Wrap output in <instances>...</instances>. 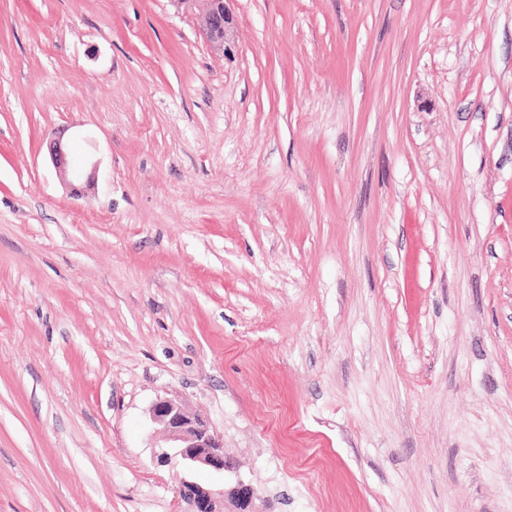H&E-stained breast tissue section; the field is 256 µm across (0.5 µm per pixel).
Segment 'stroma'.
<instances>
[{
	"mask_svg": "<svg viewBox=\"0 0 512 512\" xmlns=\"http://www.w3.org/2000/svg\"><path fill=\"white\" fill-rule=\"evenodd\" d=\"M228 7L0 0V512H512V0ZM226 1L229 0H205L208 5L206 36L219 49H224L228 32L235 23L233 14L226 7ZM155 432L167 441L169 451L162 459L179 462L189 477L181 480L178 494L186 500L189 512H260L255 501L259 496L250 484L237 482L230 490L204 486L192 479L198 470L222 474L231 467L224 456V440L199 414L188 412L174 398L159 397L149 409Z\"/></svg>",
	"mask_w": 512,
	"mask_h": 512,
	"instance_id": "35a3bbf8",
	"label": "stroma"
}]
</instances>
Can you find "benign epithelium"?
<instances>
[{
    "label": "benign epithelium",
    "instance_id": "1",
    "mask_svg": "<svg viewBox=\"0 0 512 512\" xmlns=\"http://www.w3.org/2000/svg\"><path fill=\"white\" fill-rule=\"evenodd\" d=\"M208 5L206 36L211 44L222 49L229 30L234 26L233 14L226 7V0H205ZM52 164L59 174L67 176L70 162L61 140L49 147ZM149 419L155 432L168 443L162 459L179 462L188 474L209 470L222 474L230 470L224 456V440L199 414L188 412L174 398L159 397L149 409ZM178 494L186 500L190 512H261L255 501L259 496L250 484L242 481L230 490L204 486L192 478H184Z\"/></svg>",
    "mask_w": 512,
    "mask_h": 512
}]
</instances>
